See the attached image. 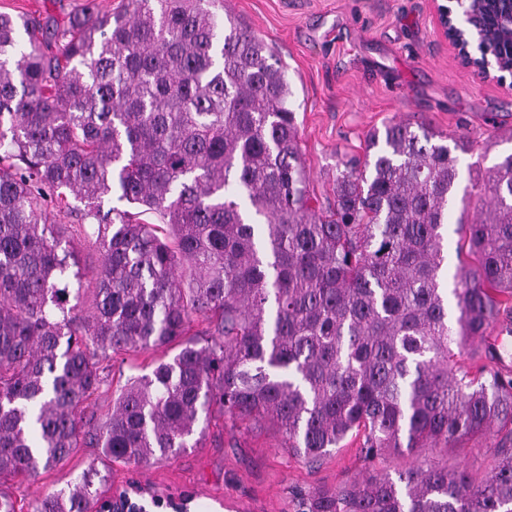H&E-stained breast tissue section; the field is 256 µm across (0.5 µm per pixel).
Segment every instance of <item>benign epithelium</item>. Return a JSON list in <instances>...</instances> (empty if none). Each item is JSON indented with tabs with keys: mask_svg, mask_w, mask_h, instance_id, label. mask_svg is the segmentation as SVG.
Instances as JSON below:
<instances>
[{
	"mask_svg": "<svg viewBox=\"0 0 512 512\" xmlns=\"http://www.w3.org/2000/svg\"><path fill=\"white\" fill-rule=\"evenodd\" d=\"M438 26L461 66L485 81L512 75V0H433ZM192 497L162 499L134 487L105 500L104 512H190Z\"/></svg>",
	"mask_w": 512,
	"mask_h": 512,
	"instance_id": "obj_1",
	"label": "benign epithelium"
}]
</instances>
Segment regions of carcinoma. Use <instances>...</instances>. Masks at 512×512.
<instances>
[{
  "label": "carcinoma",
  "instance_id": "obj_1",
  "mask_svg": "<svg viewBox=\"0 0 512 512\" xmlns=\"http://www.w3.org/2000/svg\"><path fill=\"white\" fill-rule=\"evenodd\" d=\"M218 0H94L66 26L0 14V479L65 462L80 438L149 466L220 409L273 419L314 464L344 441L370 472L300 498L301 512H512V448L493 470L427 456L512 425V378L487 331L512 333V153L469 168L488 198L458 221L475 270L448 320L444 255L457 152L389 122L316 196L293 91L271 50ZM117 194L126 207L104 208ZM99 251L94 299L48 213ZM206 326L187 335L195 320ZM484 342L476 372L460 362ZM178 352L121 386L98 426L103 361ZM90 467L35 512H101Z\"/></svg>",
  "mask_w": 512,
  "mask_h": 512
}]
</instances>
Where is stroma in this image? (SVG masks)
<instances>
[{
	"instance_id": "obj_1",
	"label": "stroma",
	"mask_w": 512,
	"mask_h": 512,
	"mask_svg": "<svg viewBox=\"0 0 512 512\" xmlns=\"http://www.w3.org/2000/svg\"><path fill=\"white\" fill-rule=\"evenodd\" d=\"M86 2L0 0V12L63 25ZM224 8L272 48L288 73L302 159L319 199L332 198L338 162L363 156L369 132L393 119L468 138L464 169L476 161L489 168L512 153V78L485 82L463 68L439 31L431 0H224ZM174 353L160 347L113 357L110 383L93 396L86 416L102 417L128 377L151 372ZM505 437L494 428L435 458L482 477ZM91 466L110 476L102 498L140 485L164 497L192 494L194 512H298L299 493L339 487L368 469L357 444L310 465L288 452L273 422H235L216 412L201 447L170 461L135 468L84 447L37 478L1 482L0 494L17 512H34L45 491L65 487Z\"/></svg>"
}]
</instances>
